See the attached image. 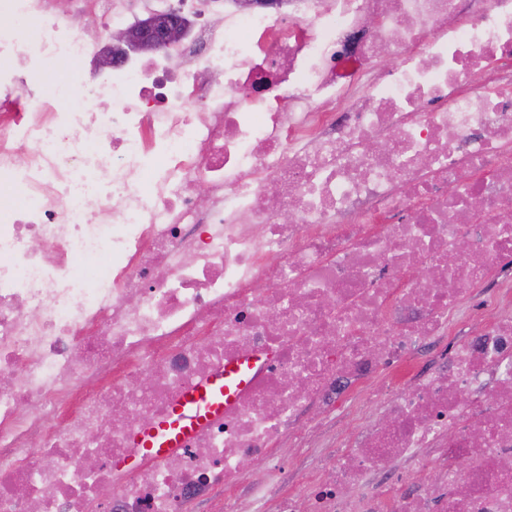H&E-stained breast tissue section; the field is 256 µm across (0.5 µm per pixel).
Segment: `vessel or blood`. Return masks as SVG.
I'll return each instance as SVG.
<instances>
[{
  "label": "vessel or blood",
  "instance_id": "obj_1",
  "mask_svg": "<svg viewBox=\"0 0 512 512\" xmlns=\"http://www.w3.org/2000/svg\"><path fill=\"white\" fill-rule=\"evenodd\" d=\"M259 359L230 362L205 381L188 386L169 413L152 422L135 438L142 456L171 453L212 418L223 414L236 396L252 382Z\"/></svg>",
  "mask_w": 512,
  "mask_h": 512
}]
</instances>
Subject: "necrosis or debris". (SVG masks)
I'll use <instances>...</instances> for the list:
<instances>
[{
  "mask_svg": "<svg viewBox=\"0 0 512 512\" xmlns=\"http://www.w3.org/2000/svg\"><path fill=\"white\" fill-rule=\"evenodd\" d=\"M177 3L188 42L102 68L122 0L81 32L0 0V178L24 200L0 215V512H186L243 485L269 512H512V0H224L216 27ZM58 60L78 68L50 94ZM257 355L185 447L116 471L144 420ZM382 370L375 417L269 497L277 443Z\"/></svg>",
  "mask_w": 512,
  "mask_h": 512,
  "instance_id": "4bbe7bcc",
  "label": "necrosis or debris"
}]
</instances>
